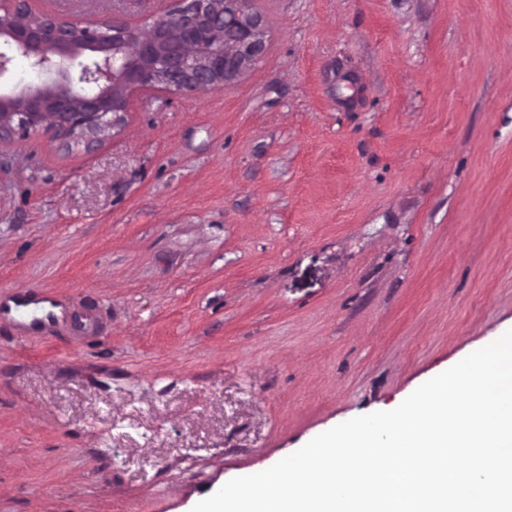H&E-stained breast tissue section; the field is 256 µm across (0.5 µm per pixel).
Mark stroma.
I'll list each match as a JSON object with an SVG mask.
<instances>
[{
  "label": "stroma",
  "mask_w": 512,
  "mask_h": 512,
  "mask_svg": "<svg viewBox=\"0 0 512 512\" xmlns=\"http://www.w3.org/2000/svg\"><path fill=\"white\" fill-rule=\"evenodd\" d=\"M145 29L174 0H29ZM220 91L0 137V512H191L512 330V0H254ZM14 307H6L0 303V317L3 315L29 314L28 326L35 328H51L56 322V315L50 308L55 307L54 302L44 297L38 300H32L27 296H16L13 300Z\"/></svg>",
  "instance_id": "stroma-1"
}]
</instances>
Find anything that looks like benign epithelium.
<instances>
[{
    "instance_id": "obj_1",
    "label": "benign epithelium",
    "mask_w": 512,
    "mask_h": 512,
    "mask_svg": "<svg viewBox=\"0 0 512 512\" xmlns=\"http://www.w3.org/2000/svg\"><path fill=\"white\" fill-rule=\"evenodd\" d=\"M0 41L50 74L41 86L0 93V136L45 126L79 138L105 131L143 89L183 94L237 82L262 58L266 26L253 0H179L142 32L114 16L81 25L5 0Z\"/></svg>"
}]
</instances>
